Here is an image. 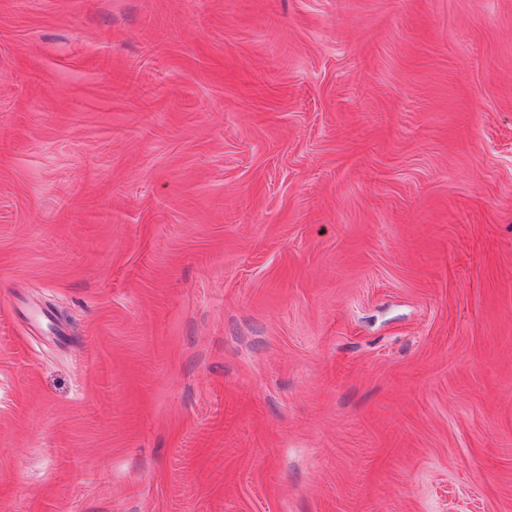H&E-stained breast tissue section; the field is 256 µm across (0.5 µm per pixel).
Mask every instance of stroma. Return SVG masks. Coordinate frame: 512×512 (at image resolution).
<instances>
[{
    "instance_id": "1",
    "label": "stroma",
    "mask_w": 512,
    "mask_h": 512,
    "mask_svg": "<svg viewBox=\"0 0 512 512\" xmlns=\"http://www.w3.org/2000/svg\"><path fill=\"white\" fill-rule=\"evenodd\" d=\"M0 512H512V0H0Z\"/></svg>"
}]
</instances>
